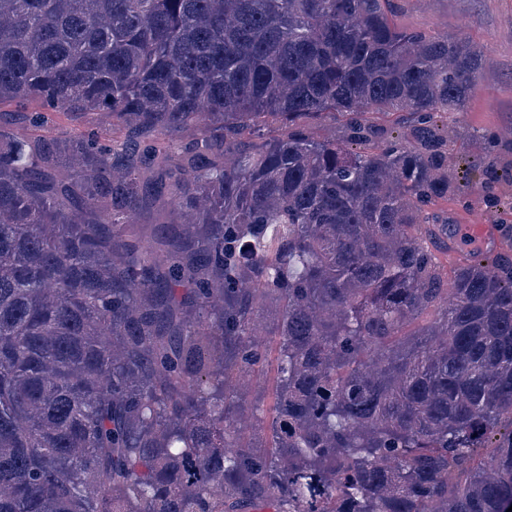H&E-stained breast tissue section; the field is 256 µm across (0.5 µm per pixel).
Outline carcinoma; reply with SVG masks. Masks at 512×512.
Instances as JSON below:
<instances>
[{"instance_id":"cac0c4a2","label":"carcinoma","mask_w":512,"mask_h":512,"mask_svg":"<svg viewBox=\"0 0 512 512\" xmlns=\"http://www.w3.org/2000/svg\"><path fill=\"white\" fill-rule=\"evenodd\" d=\"M485 65L394 0H0V119L108 126L0 124V512L512 507V258L432 213ZM30 112H41L44 126L37 134H44L56 139H68L79 132L96 133L103 131L100 116L97 112H87L78 119L63 115L61 112H49L40 109L37 105L29 106ZM272 337L271 342L268 344L266 351V372H267V383L264 389H260L254 393L255 397L260 399V403H263L265 408H269L273 404L274 400V386H275V360L277 357V345Z\"/></svg>"}]
</instances>
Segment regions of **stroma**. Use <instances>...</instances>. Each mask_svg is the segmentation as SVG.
<instances>
[{
	"mask_svg": "<svg viewBox=\"0 0 512 512\" xmlns=\"http://www.w3.org/2000/svg\"><path fill=\"white\" fill-rule=\"evenodd\" d=\"M399 22L409 28L468 38L487 58L465 112L450 119L453 142L448 165L453 179L437 212L450 223L498 224L512 204V180L486 171L482 159L487 134L512 128V0H397ZM44 135L68 139L96 133L98 113L74 119L43 112Z\"/></svg>",
	"mask_w": 512,
	"mask_h": 512,
	"instance_id": "1",
	"label": "stroma"
}]
</instances>
